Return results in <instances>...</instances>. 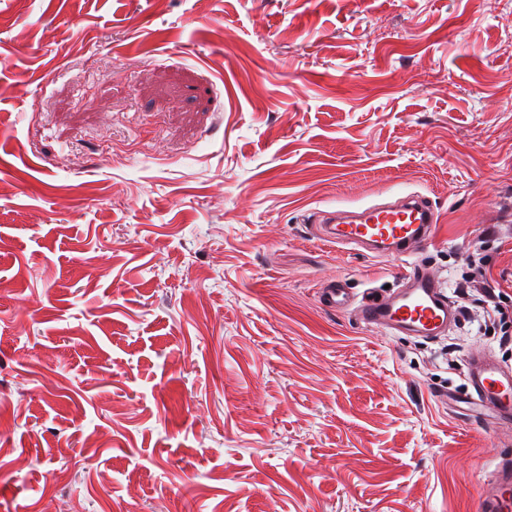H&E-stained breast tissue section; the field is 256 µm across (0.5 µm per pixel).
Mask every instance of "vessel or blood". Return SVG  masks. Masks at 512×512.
<instances>
[{"label": "vessel or blood", "mask_w": 512, "mask_h": 512, "mask_svg": "<svg viewBox=\"0 0 512 512\" xmlns=\"http://www.w3.org/2000/svg\"><path fill=\"white\" fill-rule=\"evenodd\" d=\"M437 223L436 209L423 194L329 213L324 223L315 225V238L397 261L399 287L387 295L369 288L357 298L345 282L332 279L320 290V305L335 311L359 301L364 323L391 336L434 339L446 333L455 315L452 303L427 268L407 260L410 248L425 251L435 246ZM465 377L463 402L469 412L497 425L512 424V368L484 356L470 357L465 361ZM492 461L495 469L479 488L478 512H512V453H498Z\"/></svg>", "instance_id": "obj_1"}]
</instances>
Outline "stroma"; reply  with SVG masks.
<instances>
[{"mask_svg": "<svg viewBox=\"0 0 512 512\" xmlns=\"http://www.w3.org/2000/svg\"><path fill=\"white\" fill-rule=\"evenodd\" d=\"M411 192L512 295V0H0V512H475L512 345L318 302ZM465 377L464 398L452 394L444 399L468 405L465 410L469 413L462 412L467 416L482 415L497 425L512 424V369L485 356L468 357Z\"/></svg>", "mask_w": 512, "mask_h": 512, "instance_id": "1", "label": "stroma"}]
</instances>
